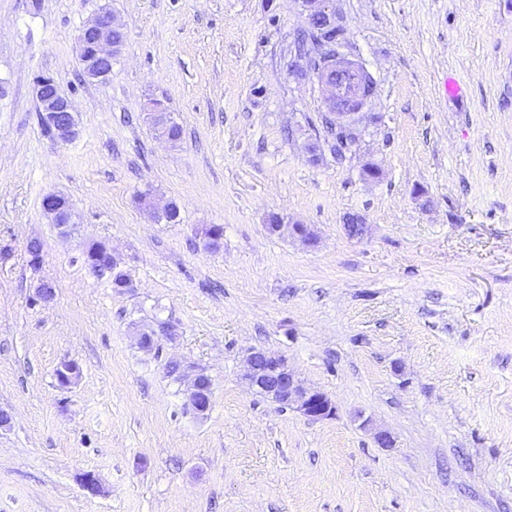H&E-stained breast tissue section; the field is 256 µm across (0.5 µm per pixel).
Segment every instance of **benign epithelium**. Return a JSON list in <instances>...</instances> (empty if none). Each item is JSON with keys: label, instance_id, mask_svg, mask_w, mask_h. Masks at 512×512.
<instances>
[{"label": "benign epithelium", "instance_id": "7a95c632", "mask_svg": "<svg viewBox=\"0 0 512 512\" xmlns=\"http://www.w3.org/2000/svg\"><path fill=\"white\" fill-rule=\"evenodd\" d=\"M112 13L99 12L82 30L76 52L83 55L93 49L88 60L85 75L89 79H102L112 71V58L118 52L120 44L112 39V31L117 29ZM33 96L42 105V118L53 130L52 140L67 143L76 135V121L69 100L64 97L56 80L51 76H40L33 83ZM60 195L49 193L43 198V209L54 224H66V217L73 212V204L65 208L57 206ZM245 379L258 392L267 395L280 405H288L303 415L323 419L334 413L329 398L322 392L305 388L295 379L288 362L279 356H273L262 350L253 349L247 358ZM208 375L201 368L195 369L194 378L188 389V404L198 414L207 411L211 401V391L201 396L193 395L196 386Z\"/></svg>", "mask_w": 512, "mask_h": 512}]
</instances>
